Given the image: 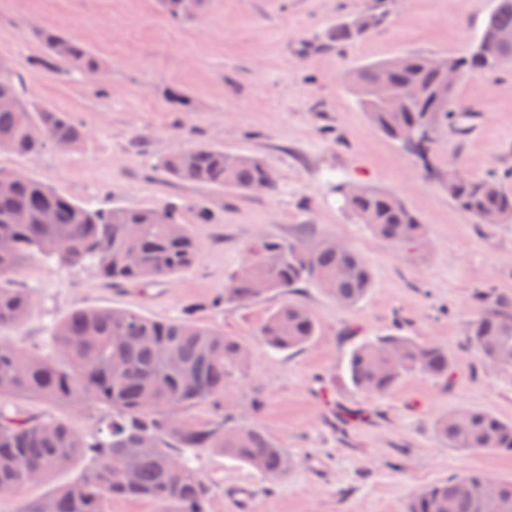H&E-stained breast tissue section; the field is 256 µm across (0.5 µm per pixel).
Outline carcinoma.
<instances>
[{
    "label": "carcinoma",
    "instance_id": "obj_1",
    "mask_svg": "<svg viewBox=\"0 0 512 512\" xmlns=\"http://www.w3.org/2000/svg\"><path fill=\"white\" fill-rule=\"evenodd\" d=\"M379 22L362 13L336 25V43L368 34ZM512 32V0L496 5L478 42L464 55L446 54L461 77L512 66V46L494 35ZM53 73H85L102 67L80 41L57 30L41 32ZM18 70L0 63V154L33 158L51 143L69 151L86 140L85 127L66 112L22 96ZM388 83L385 99L374 97ZM350 83L372 127L398 142L410 131L429 137L411 155L425 178L440 176L430 154L441 126L458 125L468 109L456 86L441 88L428 55H398L367 64ZM167 177L248 194L264 183L278 191L275 169L264 158L210 145H190L158 162ZM448 197L478 224L512 223V170L475 178L450 168ZM0 328L17 326L33 306L30 292L9 286L31 254L57 266L94 269L114 284L138 285L184 273L199 260L200 247L185 214L207 215L203 204L158 201L147 205L93 208L27 175L0 169ZM357 223L390 245L405 249L426 241L425 225L398 194L358 185L343 198ZM324 290L337 303L355 305L368 293L371 271L351 247L335 238L312 243L265 237L248 246L244 263L226 277L224 295L211 305L246 303L300 285ZM481 312L466 326L468 345L488 363L512 367V300L490 291L477 294ZM317 334V322L300 301L285 299L266 316L259 336L272 349L301 348ZM51 353H34L0 340V396L59 402L74 409L99 404L111 412L104 427L76 433L57 418L33 419L0 406V493L42 481L73 459L88 460L81 476L53 493L29 501L21 512H105L110 499L150 500L160 512H206L211 489L196 461L220 451L267 478L284 475L287 452L257 425L224 415V386L243 370L247 348L224 330L181 318L160 322L120 309L77 308L51 331ZM351 384L384 394L409 375L449 381L448 351L397 332L353 344ZM210 405L216 417L194 420L188 411ZM440 440L468 451L512 453V423L473 409L456 410L436 426ZM496 512H512V482L480 473L431 485L409 501L407 512H483L489 483Z\"/></svg>",
    "mask_w": 512,
    "mask_h": 512
}]
</instances>
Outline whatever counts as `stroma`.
Instances as JSON below:
<instances>
[{"mask_svg": "<svg viewBox=\"0 0 512 512\" xmlns=\"http://www.w3.org/2000/svg\"><path fill=\"white\" fill-rule=\"evenodd\" d=\"M495 0H207L192 19L171 21L157 0H0V60L21 76L28 98L69 113L91 131L70 153L35 158L0 155V168L34 179L99 208L162 199L202 202L209 215L187 213L200 245L189 272L145 285H112L86 267L61 270L28 257L13 287L35 300L26 321L0 339L46 349L54 324L79 307H120L167 321L193 308L201 324L224 330L249 350L243 372L224 388V412L262 428L291 460L287 474L262 478L219 452L202 454L199 471L212 487L208 512H228L227 488H253L251 512H407L420 490L467 472L512 481V454L466 451L439 440L440 418L459 408L512 422V369L481 361L466 340L477 293L512 298V223L479 224L448 197L447 178L424 179L412 155L377 132L348 86L358 67L403 53L460 54L480 37ZM369 12L367 35L342 45L337 24ZM55 28L102 61V82L58 76L42 64L38 33ZM465 133L445 130L434 150L477 178L512 169V67L461 80ZM256 154L276 170V196L169 180L158 159L187 145ZM342 181L399 194L426 228L427 242L401 250L342 208ZM330 235L356 250L371 269L362 301L337 304L305 286L292 299L313 313L318 332L296 351H276L257 334L283 297L212 308L227 274L262 236L311 242ZM439 344L454 378L410 375L391 392L355 389L347 377L355 338L393 327ZM29 415L95 429L102 412L37 400H0ZM260 411H252V403ZM84 462L46 480L0 494V512L70 482Z\"/></svg>", "mask_w": 512, "mask_h": 512, "instance_id": "stroma-1", "label": "stroma"}]
</instances>
